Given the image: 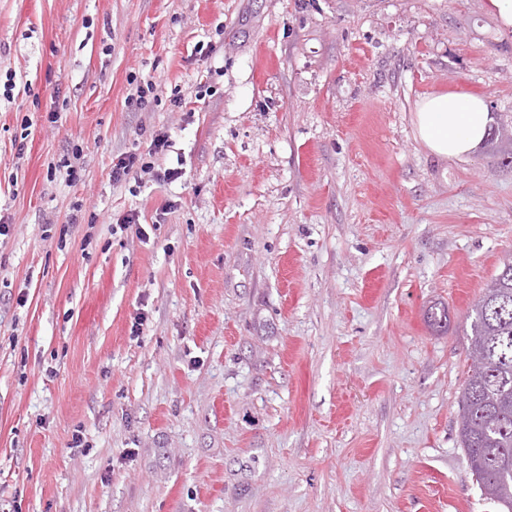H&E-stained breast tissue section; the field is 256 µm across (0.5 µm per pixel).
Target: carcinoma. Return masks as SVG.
Returning <instances> with one entry per match:
<instances>
[{
  "label": "carcinoma",
  "instance_id": "cac0c4a2",
  "mask_svg": "<svg viewBox=\"0 0 512 512\" xmlns=\"http://www.w3.org/2000/svg\"><path fill=\"white\" fill-rule=\"evenodd\" d=\"M487 145L512 169V124L491 127ZM467 360L460 445L481 495L512 512V253L473 305Z\"/></svg>",
  "mask_w": 512,
  "mask_h": 512
}]
</instances>
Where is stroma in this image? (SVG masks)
Segmentation results:
<instances>
[{
    "instance_id": "35a3bbf8",
    "label": "stroma",
    "mask_w": 512,
    "mask_h": 512,
    "mask_svg": "<svg viewBox=\"0 0 512 512\" xmlns=\"http://www.w3.org/2000/svg\"><path fill=\"white\" fill-rule=\"evenodd\" d=\"M445 92L512 120L488 0H0V512H498L458 415L512 171L422 144ZM158 132L183 177L113 183Z\"/></svg>"
}]
</instances>
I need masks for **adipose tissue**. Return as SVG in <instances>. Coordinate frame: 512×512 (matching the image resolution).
Returning a JSON list of instances; mask_svg holds the SVG:
<instances>
[{"mask_svg":"<svg viewBox=\"0 0 512 512\" xmlns=\"http://www.w3.org/2000/svg\"><path fill=\"white\" fill-rule=\"evenodd\" d=\"M413 123L419 140L431 153L461 159L484 142L491 117L481 98L449 92L422 98Z\"/></svg>","mask_w":512,"mask_h":512,"instance_id":"1","label":"adipose tissue"}]
</instances>
